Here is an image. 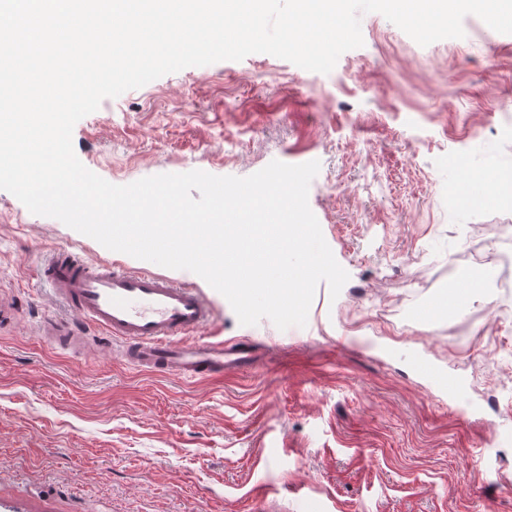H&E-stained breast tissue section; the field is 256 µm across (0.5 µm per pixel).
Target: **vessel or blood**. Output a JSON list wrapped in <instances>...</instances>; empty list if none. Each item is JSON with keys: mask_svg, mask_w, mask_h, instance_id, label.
Returning <instances> with one entry per match:
<instances>
[{"mask_svg": "<svg viewBox=\"0 0 512 512\" xmlns=\"http://www.w3.org/2000/svg\"><path fill=\"white\" fill-rule=\"evenodd\" d=\"M40 279L70 313L118 343L122 357L157 376L214 380L231 370L252 367L257 354L250 344L189 341V334L209 325L211 302L195 288L161 275L144 262L135 271L89 262L66 249L53 251L38 267ZM46 339L62 348L77 343L70 322L54 319ZM406 359L413 371L454 402L464 401L468 381L436 369L421 352Z\"/></svg>", "mask_w": 512, "mask_h": 512, "instance_id": "vessel-or-blood-1", "label": "vessel or blood"}]
</instances>
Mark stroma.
I'll return each mask as SVG.
<instances>
[{
    "mask_svg": "<svg viewBox=\"0 0 512 512\" xmlns=\"http://www.w3.org/2000/svg\"><path fill=\"white\" fill-rule=\"evenodd\" d=\"M422 46L373 13L364 44L332 72L266 53L192 66L104 99L73 129L82 164L106 181L201 170L249 176L279 160L319 161L308 203L349 279L319 283L302 327L241 325L187 270L167 277L206 296L196 341H251L255 367L217 381L131 368L89 336L81 350L42 337L64 317L37 266L66 247L130 270L61 221L0 190V291L19 302L0 326V512H512V297L503 315L492 264L512 258V205L447 211L451 166L512 176V40ZM472 285L457 313L449 282ZM469 324L464 340L450 325ZM423 351L465 375L464 404L412 373ZM490 441L483 470L475 450Z\"/></svg>",
    "mask_w": 512,
    "mask_h": 512,
    "instance_id": "1",
    "label": "stroma"
}]
</instances>
